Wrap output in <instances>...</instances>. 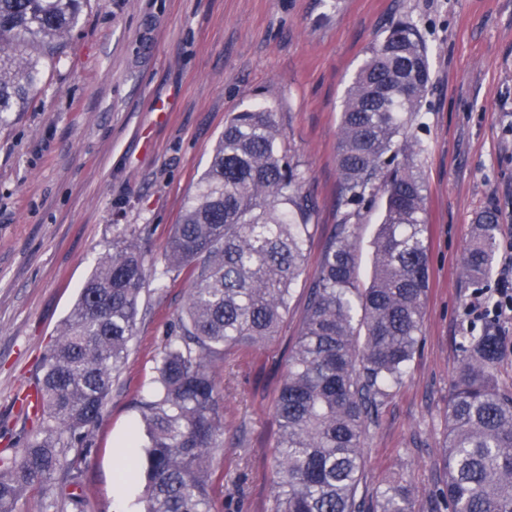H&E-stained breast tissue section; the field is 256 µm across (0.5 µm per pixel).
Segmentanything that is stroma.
<instances>
[{
	"label": "stroma",
	"instance_id": "1",
	"mask_svg": "<svg viewBox=\"0 0 512 512\" xmlns=\"http://www.w3.org/2000/svg\"><path fill=\"white\" fill-rule=\"evenodd\" d=\"M414 22L431 82L417 158L429 224L422 340L367 431L360 490L411 482L415 512H435L451 382L473 335L463 257L478 215L498 214L512 243V0H86L64 55L24 111L0 125V452L28 426L19 411L44 349L97 260L124 227H145L161 262L174 224L229 118L270 107L315 199L303 272L278 336L214 370L238 445L214 460L218 512H269L274 404L308 288L339 219L336 147L346 90L396 19ZM187 277L157 291L97 427L79 483L58 478L19 512H141L143 481L113 480L133 434Z\"/></svg>",
	"mask_w": 512,
	"mask_h": 512
}]
</instances>
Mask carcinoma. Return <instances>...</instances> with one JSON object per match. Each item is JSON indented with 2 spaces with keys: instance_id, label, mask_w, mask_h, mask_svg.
<instances>
[{
  "instance_id": "obj_1",
  "label": "carcinoma",
  "mask_w": 512,
  "mask_h": 512,
  "mask_svg": "<svg viewBox=\"0 0 512 512\" xmlns=\"http://www.w3.org/2000/svg\"><path fill=\"white\" fill-rule=\"evenodd\" d=\"M82 0H0V122L37 91L79 24ZM431 82L427 49L409 20L369 50L344 98L336 160L341 219L325 249L288 355L274 407L270 512H365L364 439L378 407L406 374L420 342L430 286L425 185L413 131ZM283 146L268 107L233 115L188 197L164 253L162 279L189 274L184 307L139 403L148 444L146 512H214L215 454L225 451L224 395L212 373L231 351L265 348L288 315L303 271L316 202ZM385 211L368 286L358 280L359 219L378 194ZM498 218L483 212L464 256L481 284L498 248ZM144 229L112 240L48 347L26 406L38 426L0 455V512L59 476L78 483L91 434L136 336L147 277ZM448 400L443 480L452 512H512V389L500 384V337H465ZM377 512H414V491L376 492Z\"/></svg>"
}]
</instances>
